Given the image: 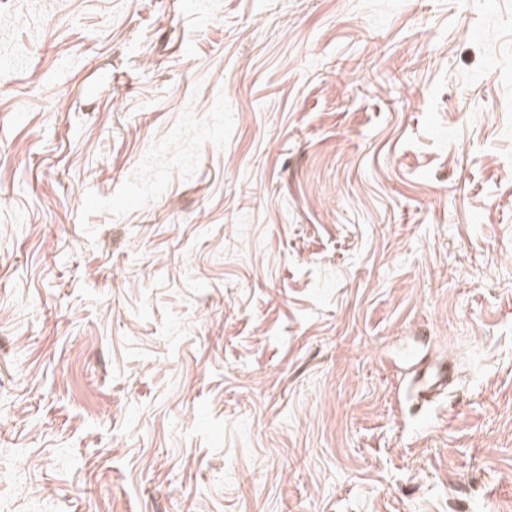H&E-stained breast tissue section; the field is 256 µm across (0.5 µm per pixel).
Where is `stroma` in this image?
Masks as SVG:
<instances>
[{"label": "stroma", "mask_w": 512, "mask_h": 512, "mask_svg": "<svg viewBox=\"0 0 512 512\" xmlns=\"http://www.w3.org/2000/svg\"><path fill=\"white\" fill-rule=\"evenodd\" d=\"M27 2L0 512H512V0ZM417 398H428L448 390V367L430 365L420 370L412 379Z\"/></svg>", "instance_id": "stroma-1"}]
</instances>
